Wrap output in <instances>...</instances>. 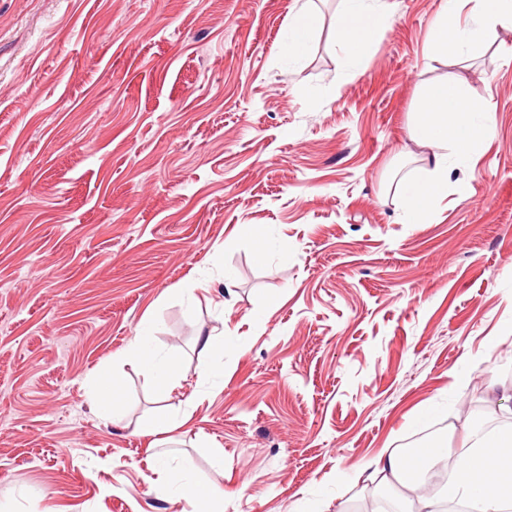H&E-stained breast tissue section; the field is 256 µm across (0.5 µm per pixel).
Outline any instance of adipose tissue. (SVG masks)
<instances>
[{
  "instance_id": "ef3b65f1",
  "label": "adipose tissue",
  "mask_w": 512,
  "mask_h": 512,
  "mask_svg": "<svg viewBox=\"0 0 512 512\" xmlns=\"http://www.w3.org/2000/svg\"><path fill=\"white\" fill-rule=\"evenodd\" d=\"M313 0H302L288 26L282 45L284 55L302 57L309 49L318 27ZM392 16L389 0H339L335 16L338 47L350 69H360L379 35ZM512 30V0H444L432 22V54L439 57L461 53L463 48L481 43L489 32ZM410 135L431 152L433 166L422 179L403 180L396 190L401 196L403 218L408 224H430L435 205L448 195V176L458 165L479 156L495 134L490 113L471 99L452 78L427 83L410 114ZM135 362L152 380L160 411L142 420L137 429L146 435L161 436L182 425L177 415L164 410V403L179 386L185 371L181 361L159 354L153 347L147 324H139L135 336L122 354ZM123 388L119 369L104 367L89 382L87 397L103 418L120 423L123 414L118 395ZM447 451L432 445L430 451L406 466L396 453H388L361 464L360 472L369 484L402 485L415 490L414 512H440L441 499L474 502L479 512H503L512 505V428L474 438L459 465L463 477L451 481L443 493L424 492L426 476ZM156 492L166 498L193 503L220 502L223 492L210 481H201L182 470L164 468Z\"/></svg>"
}]
</instances>
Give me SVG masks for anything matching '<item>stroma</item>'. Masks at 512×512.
I'll list each match as a JSON object with an SVG mask.
<instances>
[{
  "instance_id": "1",
  "label": "stroma",
  "mask_w": 512,
  "mask_h": 512,
  "mask_svg": "<svg viewBox=\"0 0 512 512\" xmlns=\"http://www.w3.org/2000/svg\"><path fill=\"white\" fill-rule=\"evenodd\" d=\"M391 2L355 74L338 0L295 63L296 0H0V512H193L152 493L160 450L223 512H372L363 462L512 423V31L434 60L443 0ZM445 77L496 134L405 224L408 117ZM144 320L188 367L160 446L121 358ZM201 331L224 335L214 385ZM114 363L118 426L86 398Z\"/></svg>"
}]
</instances>
